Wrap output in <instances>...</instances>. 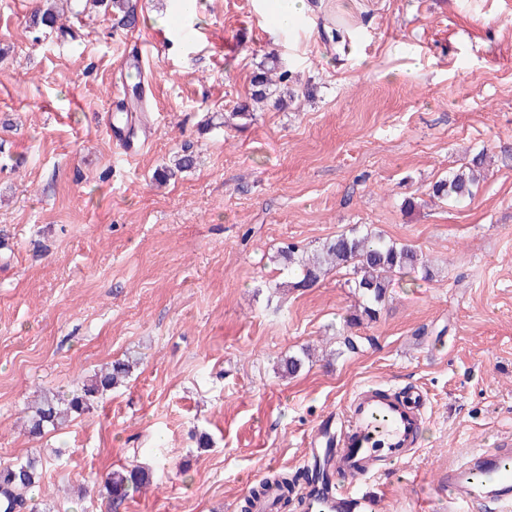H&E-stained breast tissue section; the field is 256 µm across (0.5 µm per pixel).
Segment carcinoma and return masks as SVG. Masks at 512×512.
I'll return each mask as SVG.
<instances>
[{
    "label": "carcinoma",
    "instance_id": "carcinoma-1",
    "mask_svg": "<svg viewBox=\"0 0 512 512\" xmlns=\"http://www.w3.org/2000/svg\"><path fill=\"white\" fill-rule=\"evenodd\" d=\"M112 15L118 17V23L132 28L137 23V13L132 0H108ZM55 0H44L43 6L36 9L31 18V28L35 30L62 29L58 21L62 20ZM293 72L283 58L269 54L259 64L251 76L250 99L264 102L273 95L271 87L280 84L282 94L295 95L290 86ZM485 151H480L470 163L448 173L432 184L429 195L440 199H450L457 204L465 203L474 196V188L484 178ZM195 165V157L190 153L177 156L175 169L162 168L156 178L165 180L174 175V171L190 170ZM279 257L288 268L299 276L294 283L296 288H308L321 277L335 271L345 270L352 275L351 287L360 298L358 308L350 315L347 326L370 323L377 320L385 306L387 288L391 281L399 276L417 270L429 274L422 253L414 247L397 243L380 233L342 232L326 240L319 250L306 256L296 245L288 244L281 248ZM134 360L118 359L91 377L79 380L65 393H45L31 407L26 420L28 433L40 438L47 428L59 429L68 418L91 412L108 392L120 385L131 374ZM51 465L50 459L36 452L24 460L0 462V512H25L39 487L43 468ZM316 486L317 477L308 474L300 477L296 474L275 473L267 481L278 488V500L286 503L293 499L299 481ZM152 483V473L142 466L125 467L107 474L103 482V491L112 510H117L133 493Z\"/></svg>",
    "mask_w": 512,
    "mask_h": 512
}]
</instances>
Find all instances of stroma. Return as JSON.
Wrapping results in <instances>:
<instances>
[{"mask_svg":"<svg viewBox=\"0 0 512 512\" xmlns=\"http://www.w3.org/2000/svg\"><path fill=\"white\" fill-rule=\"evenodd\" d=\"M39 4L0 0V462L53 456L34 512H114L101 482L133 464L153 482L115 512H241L365 385L427 402L418 448L365 491L379 512H448L439 474L512 434V0H313L292 35L264 0H138L134 28L96 9L41 37ZM270 52L310 97L225 126ZM137 78L129 159L105 120ZM185 149L195 168L155 182ZM483 149L470 203L428 200ZM352 228L414 245L433 278L395 281L349 328L345 273L288 288L278 251ZM129 354L91 413L27 436L38 394Z\"/></svg>","mask_w":512,"mask_h":512,"instance_id":"1","label":"stroma"}]
</instances>
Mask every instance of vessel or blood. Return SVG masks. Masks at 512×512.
Instances as JSON below:
<instances>
[{"label":"vessel or blood","instance_id":"1","mask_svg":"<svg viewBox=\"0 0 512 512\" xmlns=\"http://www.w3.org/2000/svg\"><path fill=\"white\" fill-rule=\"evenodd\" d=\"M106 127L126 156H135L142 142L131 139L122 122L107 118ZM426 402L421 393L399 398L379 388L358 390L339 419H326L310 437L306 465L327 470L333 480L314 501V512H376L373 501L353 487L371 474L374 460L399 461L417 442ZM512 438L497 447L479 448L448 467L450 512H478L488 501L512 512Z\"/></svg>","mask_w":512,"mask_h":512}]
</instances>
